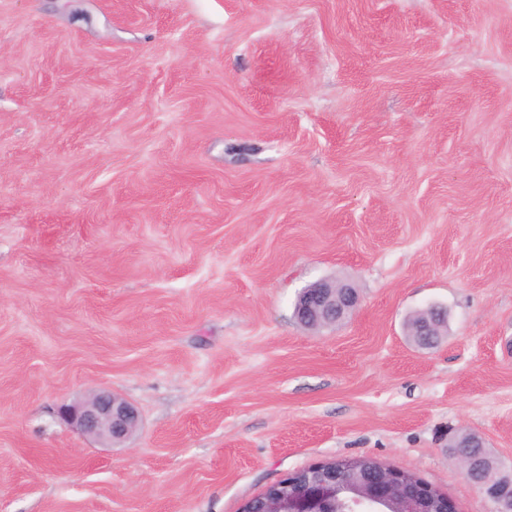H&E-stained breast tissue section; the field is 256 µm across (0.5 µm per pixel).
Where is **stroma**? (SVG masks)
I'll return each instance as SVG.
<instances>
[{
  "label": "stroma",
  "instance_id": "1",
  "mask_svg": "<svg viewBox=\"0 0 512 512\" xmlns=\"http://www.w3.org/2000/svg\"><path fill=\"white\" fill-rule=\"evenodd\" d=\"M324 279L360 301L311 330ZM103 389L125 447L58 417ZM463 429L512 466V0H0V512L361 455L491 512ZM359 303L350 284L321 280L302 291L295 304V314L302 323L335 324L349 315ZM447 324L445 311L437 305H429L420 311V320L416 325L413 336H424L417 338L415 342L420 348H431L438 343L440 335L435 331L436 327Z\"/></svg>",
  "mask_w": 512,
  "mask_h": 512
}]
</instances>
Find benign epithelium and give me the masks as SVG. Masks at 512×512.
<instances>
[{"mask_svg": "<svg viewBox=\"0 0 512 512\" xmlns=\"http://www.w3.org/2000/svg\"><path fill=\"white\" fill-rule=\"evenodd\" d=\"M359 303L354 287L334 280L315 282L295 304L297 318L311 325L335 324ZM447 321L445 311L429 305L420 311L414 335L421 348L438 343L435 328ZM61 421L104 447L126 441L139 425L136 408L109 390L60 407ZM504 482L475 481L493 512H512V470ZM240 512H458L455 502L422 478L369 456L332 458L292 471L247 499Z\"/></svg>", "mask_w": 512, "mask_h": 512, "instance_id": "7a95c632", "label": "benign epithelium"}]
</instances>
